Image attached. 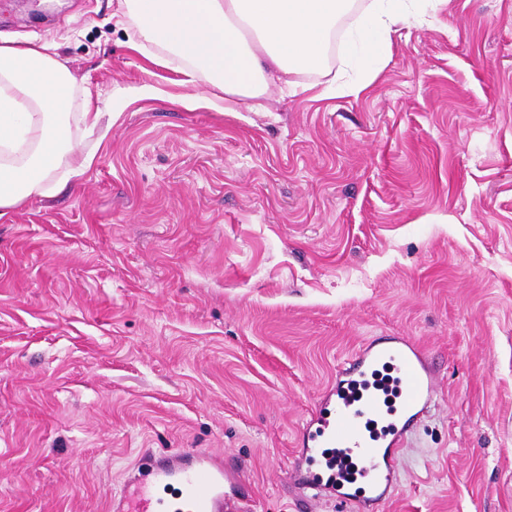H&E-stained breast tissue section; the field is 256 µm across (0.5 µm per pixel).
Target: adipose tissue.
<instances>
[{"label": "adipose tissue", "instance_id": "obj_1", "mask_svg": "<svg viewBox=\"0 0 512 512\" xmlns=\"http://www.w3.org/2000/svg\"><path fill=\"white\" fill-rule=\"evenodd\" d=\"M355 0H121L138 47L165 53L191 78L224 94V109L261 99L271 84L296 92L293 74L322 67L336 24ZM419 0H371L351 29L371 49L377 67L345 80L356 95L378 78L394 36L409 20L426 23ZM71 76L50 43L0 44V217L45 194L50 172L82 176L93 153L77 152L69 102L59 93Z\"/></svg>", "mask_w": 512, "mask_h": 512}]
</instances>
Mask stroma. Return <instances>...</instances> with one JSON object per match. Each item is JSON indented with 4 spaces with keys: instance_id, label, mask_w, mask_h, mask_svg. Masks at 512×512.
<instances>
[{
    "instance_id": "stroma-1",
    "label": "stroma",
    "mask_w": 512,
    "mask_h": 512,
    "mask_svg": "<svg viewBox=\"0 0 512 512\" xmlns=\"http://www.w3.org/2000/svg\"><path fill=\"white\" fill-rule=\"evenodd\" d=\"M91 99L82 179L0 217V512H108L143 454L220 449L246 512L301 509L297 436L338 366L410 337L437 401L377 512H512V0H449L371 88L213 96L134 44L120 0H0Z\"/></svg>"
}]
</instances>
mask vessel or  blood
Listing matches in <instances>:
<instances>
[{"instance_id": "obj_1", "label": "vessel or blood", "mask_w": 512, "mask_h": 512, "mask_svg": "<svg viewBox=\"0 0 512 512\" xmlns=\"http://www.w3.org/2000/svg\"><path fill=\"white\" fill-rule=\"evenodd\" d=\"M436 377L421 348L378 336L353 354L301 431L302 504L331 498L374 512L394 491L398 452L428 413ZM250 497L242 466L223 453L182 450L134 464L110 512H239Z\"/></svg>"}]
</instances>
